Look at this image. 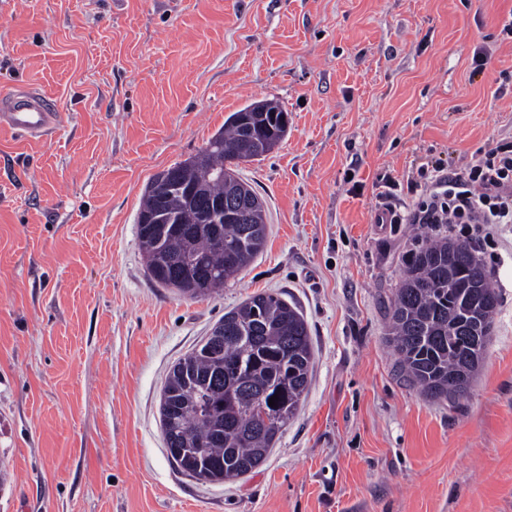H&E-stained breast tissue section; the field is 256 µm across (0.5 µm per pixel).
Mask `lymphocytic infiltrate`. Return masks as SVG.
<instances>
[{
  "label": "lymphocytic infiltrate",
  "mask_w": 512,
  "mask_h": 512,
  "mask_svg": "<svg viewBox=\"0 0 512 512\" xmlns=\"http://www.w3.org/2000/svg\"><path fill=\"white\" fill-rule=\"evenodd\" d=\"M380 197L391 223L444 224L449 238L468 245L493 239L512 224V140L478 152L460 172L434 165L412 200L389 190Z\"/></svg>",
  "instance_id": "obj_1"
}]
</instances>
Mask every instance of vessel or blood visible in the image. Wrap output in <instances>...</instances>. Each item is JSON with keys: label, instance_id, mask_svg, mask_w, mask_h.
<instances>
[{"label": "vessel or blood", "instance_id": "obj_1", "mask_svg": "<svg viewBox=\"0 0 512 512\" xmlns=\"http://www.w3.org/2000/svg\"><path fill=\"white\" fill-rule=\"evenodd\" d=\"M61 126L55 102L36 89L13 88L0 92V130L27 139H42Z\"/></svg>", "mask_w": 512, "mask_h": 512}]
</instances>
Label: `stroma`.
Segmentation results:
<instances>
[{
    "instance_id": "stroma-1",
    "label": "stroma",
    "mask_w": 512,
    "mask_h": 512,
    "mask_svg": "<svg viewBox=\"0 0 512 512\" xmlns=\"http://www.w3.org/2000/svg\"><path fill=\"white\" fill-rule=\"evenodd\" d=\"M512 0H0V89L57 134L0 132V512H512V224L485 244L500 304L465 396L398 372L387 311L431 224H380L385 180L512 138ZM483 67H476L475 52ZM288 131L240 165L267 241L222 292L149 276L151 177L250 103ZM281 293L314 360L262 466L205 483L169 460L172 365L248 297ZM61 126V113L55 102L37 89L13 88L0 93V130L40 140Z\"/></svg>"
}]
</instances>
